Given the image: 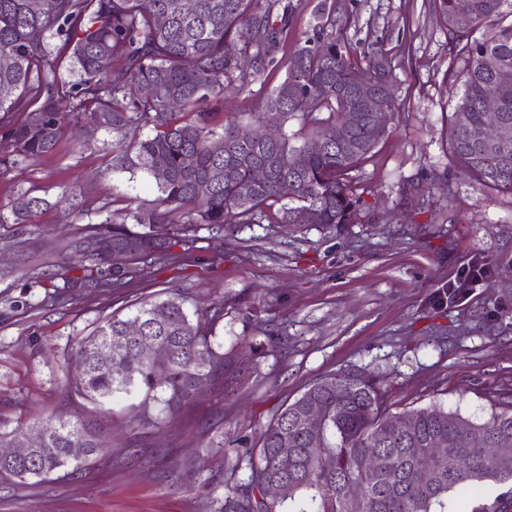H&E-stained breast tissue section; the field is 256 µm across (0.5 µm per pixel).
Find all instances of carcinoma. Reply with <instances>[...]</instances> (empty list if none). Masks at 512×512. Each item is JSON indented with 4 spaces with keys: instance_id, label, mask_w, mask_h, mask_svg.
Instances as JSON below:
<instances>
[{
    "instance_id": "1",
    "label": "carcinoma",
    "mask_w": 512,
    "mask_h": 512,
    "mask_svg": "<svg viewBox=\"0 0 512 512\" xmlns=\"http://www.w3.org/2000/svg\"><path fill=\"white\" fill-rule=\"evenodd\" d=\"M448 30V44L468 54L464 80L449 118L452 152L482 188L512 194V137L489 148L477 137L484 103L495 97L512 126V0H433ZM290 0H196L184 13L178 0H0V129L13 142V162L51 153L70 124L85 123L112 133V168L155 179L151 209L126 206L125 220L107 217L97 233L116 253L79 242L84 278L97 288L122 281L128 270L103 266L124 251L129 257L162 259L168 246L136 224H170L187 234L198 226L257 224L277 210L281 224H354L361 197L352 172L372 156L386 127L371 126L359 84L379 93L386 112L396 110L391 69L380 59L367 68L354 49L320 31L277 57L288 36ZM464 13L469 25L460 28ZM39 32L40 38L32 37ZM237 47L230 55L227 45ZM70 62L73 79L58 75ZM119 63L124 79L112 77ZM283 64L279 85L258 102L252 120L227 118L217 131L212 109L228 93H240L268 66ZM177 107H170V102ZM38 112L39 123L28 116ZM301 121L305 138L296 143L286 126ZM282 128L270 142L264 128ZM145 127L154 134L138 136ZM351 140L348 149L338 141ZM312 143L322 148L308 154ZM268 168L265 181L253 168ZM41 199L23 197L12 210L20 224ZM220 311L195 310L168 296L144 302L133 316H112L75 348L81 370L65 376L71 399L93 408L83 414H50L36 428L44 441L28 457L1 458L0 472L26 485L67 467L76 473L112 437L98 419L115 395H139L137 419L160 421L188 407L208 387L231 389L247 369L234 351L215 342ZM139 321L143 336L166 350L161 362L135 352L126 326ZM310 402L321 417L305 427ZM288 444H283V440ZM83 448L82 455L71 449ZM335 460L326 471L310 449ZM488 448H512V408L472 421L440 405L392 413L377 378L360 369L320 378L293 402L279 408L245 458L247 482L226 497L228 512H448V495L466 496L487 482H512V459L499 461ZM288 480V495L269 500L262 487ZM360 488L352 497L349 488Z\"/></svg>"
}]
</instances>
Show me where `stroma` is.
<instances>
[{"mask_svg": "<svg viewBox=\"0 0 512 512\" xmlns=\"http://www.w3.org/2000/svg\"><path fill=\"white\" fill-rule=\"evenodd\" d=\"M333 2L336 33L359 64L386 56L394 76L397 110L354 174L359 223L202 226L168 259L128 261L122 287L90 288L75 243L105 214L86 201L120 215L132 196L146 210L153 180L113 171L112 136L102 130L94 148L67 129L53 154L0 168V213L25 192L44 200L24 223L0 224L1 430L74 412L63 374L77 342L149 299L178 294L191 311L223 305L216 340L253 365L234 394L204 392L155 425L134 422V398L108 403L111 448L72 476L26 485L0 476V512H224L227 488L247 475L237 453L311 382L347 368L378 375L395 412L440 404L482 420L512 403V195L478 189L451 152L448 117L465 56L450 50L432 0ZM283 76L268 69L227 96L215 125L250 120ZM477 261L488 265L485 280L445 300ZM32 271L73 283L47 304L27 280Z\"/></svg>", "mask_w": 512, "mask_h": 512, "instance_id": "35a3bbf8", "label": "stroma"}]
</instances>
